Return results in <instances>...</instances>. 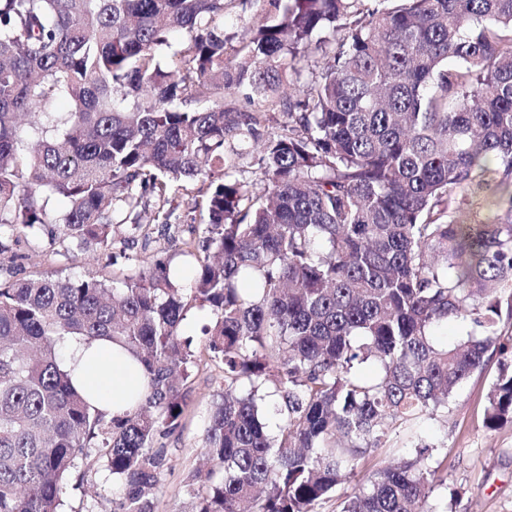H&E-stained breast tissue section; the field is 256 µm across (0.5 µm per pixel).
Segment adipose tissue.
I'll return each mask as SVG.
<instances>
[{
	"instance_id": "obj_1",
	"label": "adipose tissue",
	"mask_w": 512,
	"mask_h": 512,
	"mask_svg": "<svg viewBox=\"0 0 512 512\" xmlns=\"http://www.w3.org/2000/svg\"><path fill=\"white\" fill-rule=\"evenodd\" d=\"M68 362L74 365V384L89 403L107 413L130 408L132 395L144 392L143 368L121 348L106 340L71 341Z\"/></svg>"
}]
</instances>
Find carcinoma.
<instances>
[{
    "label": "carcinoma",
    "mask_w": 512,
    "mask_h": 512,
    "mask_svg": "<svg viewBox=\"0 0 512 512\" xmlns=\"http://www.w3.org/2000/svg\"><path fill=\"white\" fill-rule=\"evenodd\" d=\"M360 2L0 0V512H63L64 485L99 462L120 512H155V444L191 392L194 302L224 394L193 512H317L350 460L448 409L491 350L483 424H512V220L480 212L501 189L512 207V0ZM248 4L255 22L229 47L228 16ZM311 52L318 75L284 95ZM228 90L286 120L225 106ZM256 152L261 188L232 177ZM178 182L197 223L182 279L157 255L110 284L18 269L13 245L35 229L93 258L134 249L142 212L170 224ZM458 321L466 336L439 343ZM100 337L148 377L110 417L58 354ZM269 381L285 413L273 436ZM420 462L373 471L341 512H437Z\"/></svg>",
    "instance_id": "1"
}]
</instances>
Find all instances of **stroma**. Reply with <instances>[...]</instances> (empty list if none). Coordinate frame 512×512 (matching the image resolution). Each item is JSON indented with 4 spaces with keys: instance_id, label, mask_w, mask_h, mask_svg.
<instances>
[{
    "instance_id": "obj_1",
    "label": "stroma",
    "mask_w": 512,
    "mask_h": 512,
    "mask_svg": "<svg viewBox=\"0 0 512 512\" xmlns=\"http://www.w3.org/2000/svg\"><path fill=\"white\" fill-rule=\"evenodd\" d=\"M27 270L70 276L111 278L129 268L121 250L111 257L88 261L63 244L48 245L45 236L21 243ZM202 361L192 377V392L179 432L164 441L168 465L157 512H188L189 486L202 462V439L213 402L224 391L222 365L205 359L204 343L192 345ZM499 354H492L484 369L474 373L456 391L444 417H424L396 428L378 453L349 463L346 483L336 496L320 503L317 512H340L338 498L359 487L378 467L394 465L423 454L424 463H443L444 484L434 485L429 500L441 512H512V425L487 430L483 425L486 393L498 374ZM119 493L105 468L91 471L83 485L69 484L64 493L66 512H114Z\"/></svg>"
}]
</instances>
